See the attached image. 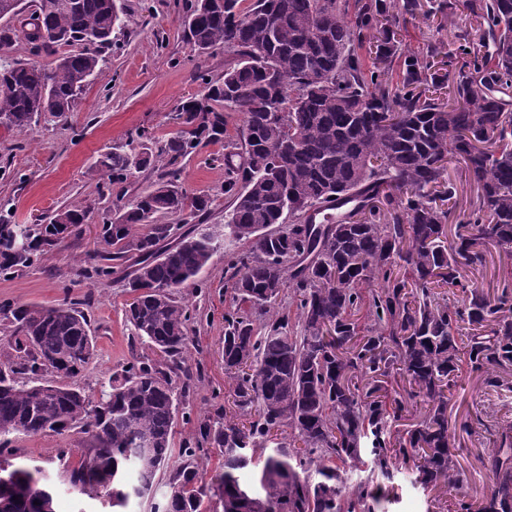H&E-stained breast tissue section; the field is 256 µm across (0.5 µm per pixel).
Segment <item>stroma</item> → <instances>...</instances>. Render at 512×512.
<instances>
[{
  "instance_id": "obj_1",
  "label": "stroma",
  "mask_w": 512,
  "mask_h": 512,
  "mask_svg": "<svg viewBox=\"0 0 512 512\" xmlns=\"http://www.w3.org/2000/svg\"><path fill=\"white\" fill-rule=\"evenodd\" d=\"M452 2L449 19L427 18L423 13L407 19L399 31L403 49L423 51L437 44L451 50L465 36L474 51H482V26L471 12L470 0ZM183 3L116 0L125 24L114 30L111 50L73 110L62 119L43 114L26 133L0 126V214L9 223L32 224L74 205L90 212L81 235L65 241L50 259L0 277V306L81 303L91 318L96 351L73 384L93 398L112 373L149 349L135 338L125 314L131 296L124 279L136 269L137 254L128 253L118 261L117 275L97 283L83 275L85 256L108 252L99 236L102 217L150 190L159 172L150 167L134 173L125 184L112 186L92 179L91 168L112 144L131 136H141L147 146L158 148L177 130L175 110L180 102L201 91L200 74L222 78L233 61L221 49L204 55L194 50L184 29ZM223 155V144H210L176 162L183 188L210 197L205 218L209 224L224 222ZM248 248V243L223 239L201 275L203 288L184 291L192 314L193 345L187 361L192 376L191 418L177 422L174 445L195 436L201 419L236 414L234 386L224 374V314L232 306L224 266L229 256ZM468 414L479 422L471 432L456 435L460 484L425 491L413 485L411 465H403L393 470L391 478L381 480L374 512H455L459 498L477 504L490 493L492 478L478 457L492 446L491 428L512 423V387L492 389L478 375L459 374L448 415ZM10 445L18 464L40 468L54 483L56 512H99L100 502L79 498L69 483L70 472L88 456L91 446L82 429L14 436Z\"/></svg>"
}]
</instances>
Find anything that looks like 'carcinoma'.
<instances>
[{"label": "carcinoma", "instance_id": "1", "mask_svg": "<svg viewBox=\"0 0 512 512\" xmlns=\"http://www.w3.org/2000/svg\"><path fill=\"white\" fill-rule=\"evenodd\" d=\"M419 7V0H187L194 49L222 47L234 65L218 80L198 75L203 90L180 105L200 117L195 129L178 131L156 152L131 138L116 143L92 173L123 183L164 156L222 141L224 232L201 227L209 198L183 191L178 169L103 219L102 239L115 252L87 255V275L105 280L112 261L141 257L125 279L128 319L154 357L112 374L96 401L66 383L94 353L87 313L74 303L0 309L15 352L0 368V436L80 426L92 453L69 482L81 497L127 512L173 466L154 512H205L199 447L188 442L176 454L172 446L191 388L184 368L191 312L181 293L202 287L199 275L224 234L251 243L224 267L238 303L224 315V372L240 410H258L247 428L199 424L200 437L222 454L211 490L223 512H373L375 476L389 477L399 461L415 462L424 488L460 483L456 430L470 432L472 421L449 429L456 378L467 369L499 388L512 371V265L492 296L459 272L462 263L484 265L490 245L512 256V0H472L491 48L480 55L462 38L451 105L437 95L448 78L437 67L442 47L404 50L385 24ZM24 12L36 19L35 31L23 32L31 52L68 51L51 69L0 53V118L20 133L43 112L72 110L122 23L115 0L26 7L0 0V50L15 42L13 21ZM231 112L242 116L234 139L226 137ZM452 157L463 159L479 196L450 240L457 185L442 178ZM332 206L334 222H311ZM167 214L195 228L158 223ZM88 215L74 206L45 224L0 220V276L51 255L80 234ZM274 226L284 233L261 235ZM174 236L177 245L160 250ZM443 286L460 290L461 300L437 302L432 289ZM286 290L288 311L280 300ZM465 324L476 334L462 355ZM486 325L490 335L477 334ZM396 366L408 398L427 408L404 431L393 423L405 402L387 388ZM284 427L293 434L287 443L274 437ZM492 437L481 463L493 485L477 512H512V426ZM251 466L259 468L256 483H241L240 471ZM353 471L365 475L350 488ZM0 512H55L41 470L14 466L0 479Z\"/></svg>", "mask_w": 512, "mask_h": 512}]
</instances>
